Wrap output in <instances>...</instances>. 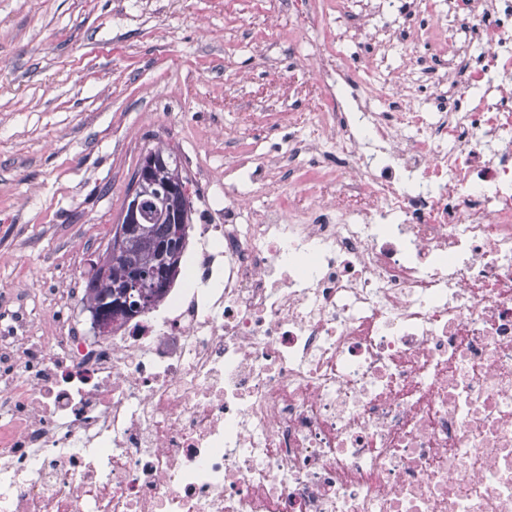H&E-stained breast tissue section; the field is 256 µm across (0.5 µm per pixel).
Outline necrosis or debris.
Here are the masks:
<instances>
[{"mask_svg":"<svg viewBox=\"0 0 512 512\" xmlns=\"http://www.w3.org/2000/svg\"><path fill=\"white\" fill-rule=\"evenodd\" d=\"M457 16L473 79L320 48L288 192L224 186L188 282L108 336L0 328V512H512V0ZM485 86L473 100L474 81Z\"/></svg>","mask_w":512,"mask_h":512,"instance_id":"necrosis-or-debris-1","label":"necrosis or debris"}]
</instances>
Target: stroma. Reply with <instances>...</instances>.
Segmentation results:
<instances>
[{
  "label": "stroma",
  "mask_w": 512,
  "mask_h": 512,
  "mask_svg": "<svg viewBox=\"0 0 512 512\" xmlns=\"http://www.w3.org/2000/svg\"><path fill=\"white\" fill-rule=\"evenodd\" d=\"M336 21L399 32L392 72L404 46L435 60L427 11L344 0ZM311 51L280 0H0V309L52 319L46 289L89 278L156 145L189 178L193 223H223L225 183L251 187L229 161L287 138L280 113L314 110L296 62Z\"/></svg>",
  "instance_id": "35a3bbf8"
}]
</instances>
